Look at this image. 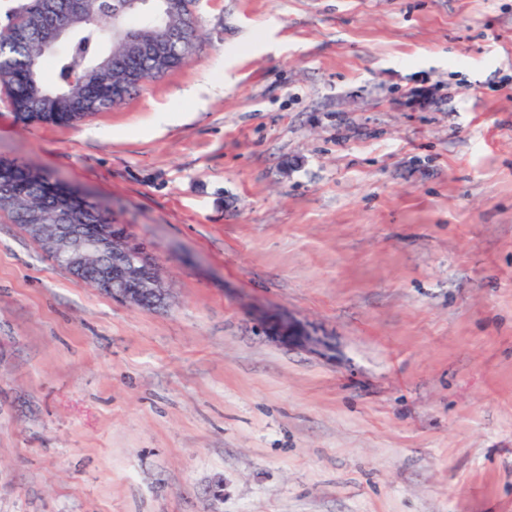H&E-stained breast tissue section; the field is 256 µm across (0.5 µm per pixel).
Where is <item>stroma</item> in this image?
<instances>
[{
    "label": "stroma",
    "instance_id": "stroma-1",
    "mask_svg": "<svg viewBox=\"0 0 512 512\" xmlns=\"http://www.w3.org/2000/svg\"><path fill=\"white\" fill-rule=\"evenodd\" d=\"M197 13L78 124L0 92V160L169 290L117 301L0 219V512H512V0ZM264 332L288 347L298 346L312 349L322 347V342L316 338L307 327L288 317L268 316L263 324Z\"/></svg>",
    "mask_w": 512,
    "mask_h": 512
}]
</instances>
